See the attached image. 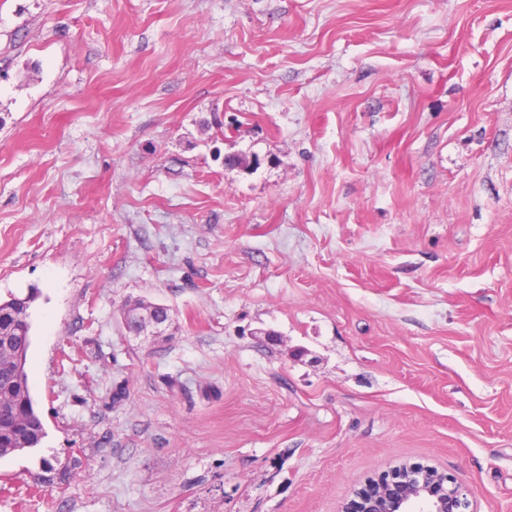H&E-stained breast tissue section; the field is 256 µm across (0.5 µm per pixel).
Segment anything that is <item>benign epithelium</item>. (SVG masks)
Segmentation results:
<instances>
[{
  "mask_svg": "<svg viewBox=\"0 0 512 512\" xmlns=\"http://www.w3.org/2000/svg\"><path fill=\"white\" fill-rule=\"evenodd\" d=\"M166 330V316L141 315L140 334ZM469 490L433 467L400 466L357 492L356 512H471Z\"/></svg>",
  "mask_w": 512,
  "mask_h": 512,
  "instance_id": "1",
  "label": "benign epithelium"
}]
</instances>
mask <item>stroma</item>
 Segmentation results:
<instances>
[{
	"label": "stroma",
	"mask_w": 512,
	"mask_h": 512,
	"mask_svg": "<svg viewBox=\"0 0 512 512\" xmlns=\"http://www.w3.org/2000/svg\"><path fill=\"white\" fill-rule=\"evenodd\" d=\"M29 294L0 512H345L414 463L512 512V0H0Z\"/></svg>",
	"instance_id": "35a3bbf8"
}]
</instances>
